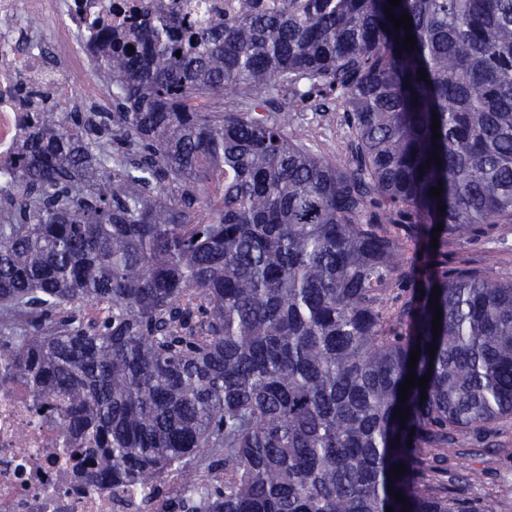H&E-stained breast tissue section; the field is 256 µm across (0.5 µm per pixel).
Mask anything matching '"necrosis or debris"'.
<instances>
[{
  "label": "necrosis or debris",
  "mask_w": 512,
  "mask_h": 512,
  "mask_svg": "<svg viewBox=\"0 0 512 512\" xmlns=\"http://www.w3.org/2000/svg\"><path fill=\"white\" fill-rule=\"evenodd\" d=\"M235 0H0V193L35 112L79 97L69 80L89 68L86 20L115 29L133 15L175 14L188 22L231 10ZM22 381L0 389V512H142L117 507L108 488H90L64 449L58 417L43 413Z\"/></svg>",
  "instance_id": "obj_1"
}]
</instances>
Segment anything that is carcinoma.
I'll use <instances>...</instances> for the list:
<instances>
[{
	"instance_id": "cac0c4a2",
	"label": "carcinoma",
	"mask_w": 512,
	"mask_h": 512,
	"mask_svg": "<svg viewBox=\"0 0 512 512\" xmlns=\"http://www.w3.org/2000/svg\"><path fill=\"white\" fill-rule=\"evenodd\" d=\"M386 8L101 29L117 111L37 114L0 196V387L62 402L93 486L149 505L174 474L176 512H489L432 462L512 416V280L407 251L512 222V0H401L412 50ZM314 91L343 162L270 109Z\"/></svg>"
}]
</instances>
